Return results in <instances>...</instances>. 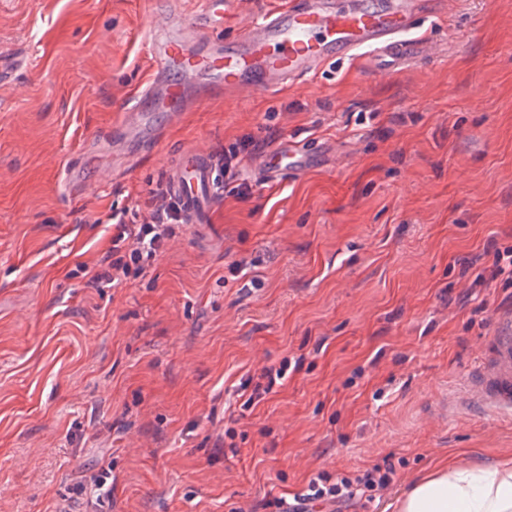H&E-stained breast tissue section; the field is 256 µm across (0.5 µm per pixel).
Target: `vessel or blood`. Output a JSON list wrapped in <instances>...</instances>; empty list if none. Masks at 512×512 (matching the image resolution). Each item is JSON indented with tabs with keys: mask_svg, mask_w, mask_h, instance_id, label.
Listing matches in <instances>:
<instances>
[{
	"mask_svg": "<svg viewBox=\"0 0 512 512\" xmlns=\"http://www.w3.org/2000/svg\"><path fill=\"white\" fill-rule=\"evenodd\" d=\"M424 0H388L377 10L366 0H349L337 9L334 0H289L287 7L257 17L234 47L206 40L208 29L224 18V0H209L210 8L192 22L171 19L151 28L148 81L132 93L127 115L117 132L148 142L154 139V114L183 111L196 93L214 95L237 88L269 90L311 74L335 58L377 53L401 65L419 57L426 38L414 36ZM201 78L199 87L171 80V72ZM300 173L307 156L297 150L268 149L260 166L263 177L281 168ZM191 224L209 223L218 200V186L209 157L188 152L168 174ZM452 411L484 408L512 411V317L503 320L491 338L487 354L470 380L448 400Z\"/></svg>",
	"mask_w": 512,
	"mask_h": 512,
	"instance_id": "obj_1",
	"label": "vessel or blood"
}]
</instances>
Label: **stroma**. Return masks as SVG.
<instances>
[{"label": "stroma", "mask_w": 512, "mask_h": 512, "mask_svg": "<svg viewBox=\"0 0 512 512\" xmlns=\"http://www.w3.org/2000/svg\"><path fill=\"white\" fill-rule=\"evenodd\" d=\"M287 0H227L237 39ZM204 0H0V512H266L318 472L398 460L388 512L443 458H512V415L447 413L512 286V0H441L406 66L339 60L293 86L208 98L111 181L85 159L147 78V33ZM288 142L312 163L222 180L211 222L185 226L143 276L96 288L112 210L135 208L182 153ZM83 184L63 187L61 167ZM241 272H231L233 264ZM283 384L229 412L240 384ZM114 480L97 497L102 470ZM485 253L488 256H493L492 278H497L498 276L508 272L510 275L508 282H510L512 280V247H506L504 250H501L499 247H497L495 242H492L486 247ZM506 260L508 261L507 266H510L508 271H506L507 267L501 264Z\"/></svg>", "instance_id": "stroma-1"}]
</instances>
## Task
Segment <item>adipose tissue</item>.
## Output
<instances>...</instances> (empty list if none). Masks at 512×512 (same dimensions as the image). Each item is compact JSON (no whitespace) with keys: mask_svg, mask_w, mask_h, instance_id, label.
Wrapping results in <instances>:
<instances>
[{"mask_svg":"<svg viewBox=\"0 0 512 512\" xmlns=\"http://www.w3.org/2000/svg\"><path fill=\"white\" fill-rule=\"evenodd\" d=\"M398 512H512V460L481 470L443 465L414 485Z\"/></svg>","mask_w":512,"mask_h":512,"instance_id":"obj_1","label":"adipose tissue"}]
</instances>
